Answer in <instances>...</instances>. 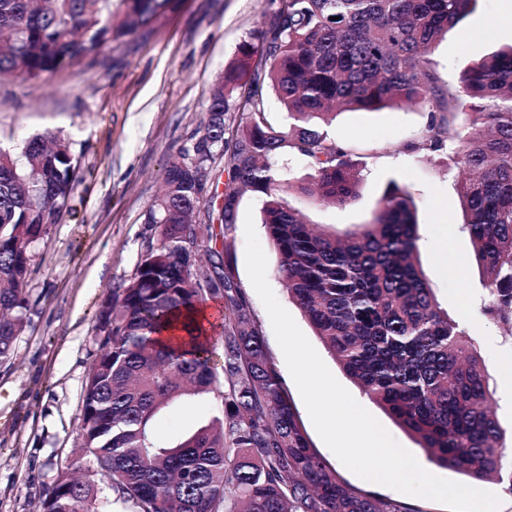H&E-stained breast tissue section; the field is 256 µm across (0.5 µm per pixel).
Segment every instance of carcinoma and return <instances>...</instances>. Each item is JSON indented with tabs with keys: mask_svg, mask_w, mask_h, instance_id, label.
<instances>
[{
	"mask_svg": "<svg viewBox=\"0 0 512 512\" xmlns=\"http://www.w3.org/2000/svg\"><path fill=\"white\" fill-rule=\"evenodd\" d=\"M0 0V73L38 79L80 64L165 18L168 0ZM476 0H280L259 43L244 42L213 88L203 136L167 167L147 211L134 274L111 291L81 412L96 467L58 473L45 512H408L362 494L327 468L255 327L232 256L218 238L237 224L245 191L264 196L277 273L329 353L439 467L491 479L512 494V462L484 361L465 326L439 306L416 263L415 205L396 183L371 220L342 234L307 224L272 162L285 149L311 173L299 187L325 205L358 199V178L327 126L341 112L432 107L410 149L448 150L468 212L463 230L486 278L481 314L512 335V45L441 84L432 54ZM272 90L288 114L273 125ZM238 120L226 123L229 101ZM477 103L464 113L466 102ZM224 168L212 166V148ZM79 166L64 138L35 134L0 151V361L27 326L29 249L70 210ZM208 301L222 304L211 338L160 340ZM221 397L208 424L171 446L154 432L174 399Z\"/></svg>",
	"mask_w": 512,
	"mask_h": 512,
	"instance_id": "cac0c4a2",
	"label": "carcinoma"
}]
</instances>
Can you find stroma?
Instances as JSON below:
<instances>
[{
    "label": "stroma",
    "mask_w": 512,
    "mask_h": 512,
    "mask_svg": "<svg viewBox=\"0 0 512 512\" xmlns=\"http://www.w3.org/2000/svg\"><path fill=\"white\" fill-rule=\"evenodd\" d=\"M279 0H171L161 24L94 59L38 80L0 76V148L20 152L25 138L52 132L65 138L79 164L72 209L29 251L28 326L10 359L0 362V512H37L57 473L83 445V387L101 336L99 311L110 290L135 271L145 240L155 237L146 214L169 161L201 138V120L218 75L239 45L271 21ZM512 44V0H477L449 29L433 53L444 83L487 54ZM425 104L374 112L347 111L329 128L360 177L353 204L326 207L298 192L292 204L306 221L352 230L367 223L389 182L405 185L417 209L421 268L441 308L465 322L495 389L496 414L512 431V337L483 318V277L462 225L458 171L447 153L408 151L429 120ZM239 213H252L268 260L267 279L334 377L393 436L442 478L499 494V512H512V495L492 480L428 464L425 453L331 356L277 274L276 249L263 224L262 198L245 193ZM228 241L235 271L256 327L299 422L328 468L361 493L403 502L409 512H447L433 500L365 481L347 469L316 432L288 370L268 313L245 265V231L236 224ZM450 253H443L442 242ZM217 399L199 394L171 401L159 413L155 434L165 444L195 432Z\"/></svg>",
    "instance_id": "stroma-1"
}]
</instances>
